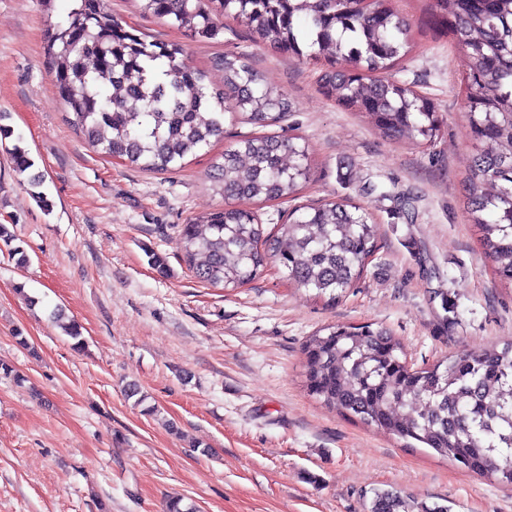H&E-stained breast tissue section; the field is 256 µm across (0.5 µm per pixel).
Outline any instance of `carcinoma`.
Here are the masks:
<instances>
[{"mask_svg": "<svg viewBox=\"0 0 512 512\" xmlns=\"http://www.w3.org/2000/svg\"><path fill=\"white\" fill-rule=\"evenodd\" d=\"M47 31L51 76L70 122L102 153L167 171L224 138V123H279L288 95L268 85L243 56L216 66L224 83L179 60L178 43H148L112 19L102 0H74ZM140 9L213 40L220 18L253 40L302 61L322 63L321 94L367 117L386 138L431 144L441 134L434 103L391 76L412 49L410 24L392 0H138ZM455 48L469 60L464 104L473 139L465 204L495 274L512 283V0H430ZM348 68L337 67L339 61ZM17 171L34 166L27 149L9 152ZM311 175L308 145L293 137L241 139L214 164L213 190L224 208L180 228L184 258L213 286L241 288L273 260L297 288L334 303L363 274L378 247L377 225L344 199L306 208L264 234L256 213L236 199L273 201ZM392 332L329 325L304 345L305 386L324 405L377 430L427 445L461 467L512 486V342L502 350L456 352L428 368L400 356ZM370 512H411L392 490L375 492Z\"/></svg>", "mask_w": 512, "mask_h": 512, "instance_id": "obj_1", "label": "carcinoma"}]
</instances>
